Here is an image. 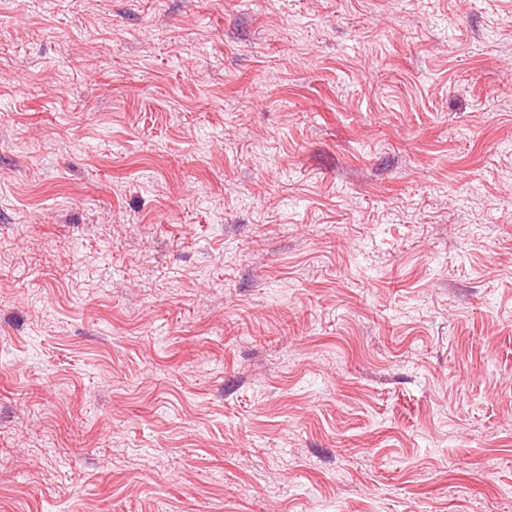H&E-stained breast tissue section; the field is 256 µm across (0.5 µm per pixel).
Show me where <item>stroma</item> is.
I'll use <instances>...</instances> for the list:
<instances>
[{
	"instance_id": "obj_1",
	"label": "stroma",
	"mask_w": 512,
	"mask_h": 512,
	"mask_svg": "<svg viewBox=\"0 0 512 512\" xmlns=\"http://www.w3.org/2000/svg\"><path fill=\"white\" fill-rule=\"evenodd\" d=\"M0 512H512V0H0Z\"/></svg>"
}]
</instances>
